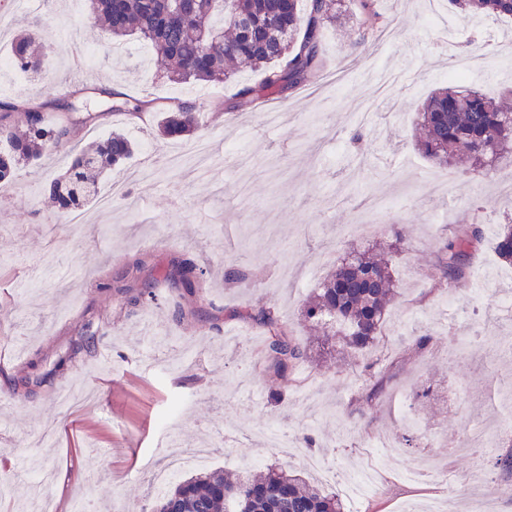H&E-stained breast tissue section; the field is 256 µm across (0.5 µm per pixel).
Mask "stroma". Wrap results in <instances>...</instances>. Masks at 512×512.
Here are the masks:
<instances>
[{
	"label": "stroma",
	"instance_id": "obj_1",
	"mask_svg": "<svg viewBox=\"0 0 512 512\" xmlns=\"http://www.w3.org/2000/svg\"><path fill=\"white\" fill-rule=\"evenodd\" d=\"M376 7L390 36L378 53L360 48L351 23L323 31L327 67L344 73L341 85L314 81L254 106L233 96L259 83L261 72L173 84L138 38L115 54L114 40L73 0H40L29 10L0 0V57L22 28L47 48L41 72L0 74L4 98L45 102L84 85L200 105L189 140L163 138L146 119L101 113L0 189V481L21 488L44 468L53 474L44 493L56 512H73L85 497L108 512H151L154 473L181 444L209 443L212 469L235 472L253 459L303 470L295 453L259 439L267 428L296 441L311 435L312 455L353 475L372 461L367 440L400 442L401 397L438 444L482 425L499 442L478 462L423 444L401 451L358 512H467L475 480L504 487L497 512H512V475L490 468L512 451V432L487 408L499 381L485 349L488 338H512V312L499 303L512 289V266L487 241L473 267L491 279L431 288L452 228L474 217L494 228L512 215V200L498 183L435 166L415 147L417 112L432 90L450 84L456 58L484 60L470 83L488 95L512 85V20L474 19L448 0ZM115 130L139 149L103 180L100 203L70 222L36 188ZM366 196L377 209L363 241L405 242L392 258L402 288L376 343L351 353L315 343L301 311L315 289L309 268L329 273L325 252L353 244L349 228ZM184 260L211 269L191 292L165 279ZM231 262L245 263L252 279L225 284ZM147 284L155 302L131 305ZM266 304L311 348L278 403L270 395L279 383L261 359L263 329L231 315ZM419 331L434 337L422 352ZM371 373L383 377V397L363 408ZM425 384L439 395L416 400Z\"/></svg>",
	"mask_w": 512,
	"mask_h": 512
}]
</instances>
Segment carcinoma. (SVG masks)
<instances>
[{
	"label": "carcinoma",
	"mask_w": 512,
	"mask_h": 512,
	"mask_svg": "<svg viewBox=\"0 0 512 512\" xmlns=\"http://www.w3.org/2000/svg\"><path fill=\"white\" fill-rule=\"evenodd\" d=\"M87 2L90 22L113 39L137 35L148 42L169 63L174 83L222 82L240 65L263 70L260 83L236 93V99L250 104L277 99L321 73L325 68L323 30L342 16L340 0H309L304 16L299 0H229L225 8L218 5L219 0H195L193 7L181 12L175 10L173 0ZM448 4L464 7L475 17L512 19V0H448ZM351 16L360 28L376 29L380 22L373 0H355ZM11 57L22 71L36 72L45 60L43 49L28 31L12 42ZM94 94L98 105L109 111L139 120L152 116L157 132L165 138H184L198 127V107L186 100L177 99L165 107L148 94L132 103L112 100L113 93L106 89H96ZM49 108L57 113L53 123L46 120ZM15 112L25 114V128L20 131L12 124ZM71 112L86 113L85 123L92 120L87 106L72 101L0 103V139L8 143L7 149L0 150V186L13 184L22 167L71 134ZM420 126L423 136L416 146L439 166L450 167L465 157L484 176L512 168V90L495 99L474 88H438L421 108ZM133 151L127 134L115 130L82 149L62 175L43 187L42 194L62 211L81 209L96 199L104 177ZM484 238V225H458L442 241L444 264L433 289L464 280ZM493 244L499 260L511 265V223L496 225ZM207 274V268L190 260L177 277L191 285L206 280ZM398 288L391 259L375 254L368 243H358L339 256L304 307L303 317L322 326L326 340L336 339L345 348L361 351L375 341ZM235 315L264 329L265 368L287 384L288 373L308 361L309 348L295 340L273 306L248 307ZM153 512H345V507L338 494L325 492L292 467L279 464L258 477L248 470L197 473L159 497Z\"/></svg>",
	"instance_id": "obj_1"
}]
</instances>
